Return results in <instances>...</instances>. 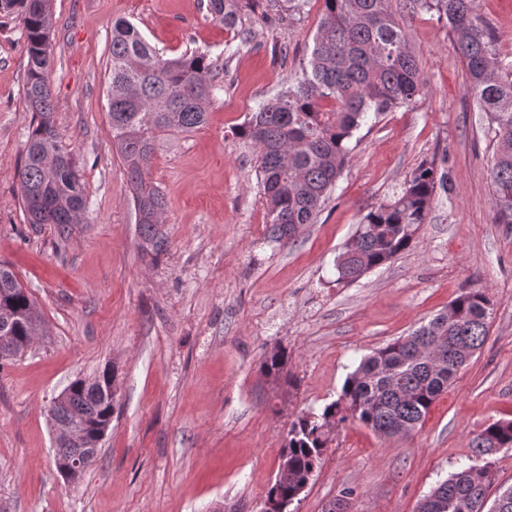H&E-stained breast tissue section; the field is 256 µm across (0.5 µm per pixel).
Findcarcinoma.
Returning a JSON list of instances; mask_svg holds the SVG:
<instances>
[{
    "mask_svg": "<svg viewBox=\"0 0 512 512\" xmlns=\"http://www.w3.org/2000/svg\"><path fill=\"white\" fill-rule=\"evenodd\" d=\"M388 0H324L309 69L294 88L251 113L239 135L258 149V171L268 205L272 235L296 237L314 223L342 173L348 141L369 118L413 102L422 94L415 55L387 6ZM447 20L465 65L468 89L495 124L497 150L492 160L494 222L512 224V59L494 52L483 28L477 0H416ZM210 13L232 27L235 0H208ZM23 20L27 69L23 94L37 119L18 168L21 198L31 224H55L61 231L85 209L83 185L73 157L51 120L52 21L49 0H0V13ZM223 89L219 74L203 54L163 58L134 25L112 26L108 116L112 137L125 161L140 213L143 239L155 252L164 248L156 224L159 192L145 175L154 134L203 125L204 103ZM448 191L447 176L430 163L413 171L386 204L365 214L353 242L336 259L337 280L355 282L408 249L426 223L436 189ZM490 303L472 291L448 304L428 323L365 357L345 379L339 398L319 413L296 416L288 430V466L274 485L290 497L319 468L330 436L325 427L352 417L373 431L391 435L397 425L413 431L435 400L454 381L489 332ZM0 336L17 347L30 346L41 318L12 268L0 262ZM288 360L281 349L265 356L263 371L280 376ZM115 370L104 367L97 383L78 379L68 395L51 404L56 425L75 416L96 424L108 415L104 391ZM476 458L512 449V420L488 423L473 439ZM492 482L471 476L466 467L451 474L419 503L418 512H512V495L497 496L485 508Z\"/></svg>",
    "mask_w": 512,
    "mask_h": 512,
    "instance_id": "cac0c4a2",
    "label": "carcinoma"
}]
</instances>
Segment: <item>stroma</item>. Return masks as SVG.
<instances>
[{"instance_id": "35a3bbf8", "label": "stroma", "mask_w": 512, "mask_h": 512, "mask_svg": "<svg viewBox=\"0 0 512 512\" xmlns=\"http://www.w3.org/2000/svg\"><path fill=\"white\" fill-rule=\"evenodd\" d=\"M208 0H51L53 124L86 207L60 232L31 224L17 176L32 114L19 16L0 15V261L43 319L21 358L0 365V502L9 512H260L297 414L336 400L360 360L410 334L456 297L490 301L488 338L410 436L350 419L288 512H416L472 460L486 424L512 419V224L493 219L486 115L467 89L455 37L435 11L389 0L424 94L369 119L314 223L272 236L257 150L236 131L308 66L323 0H239L227 29ZM500 55L512 54V0H477ZM131 22L165 56L200 52L224 80L207 121L156 133L149 180L163 194L157 254L144 243L107 116L110 39ZM448 176L411 248L353 284L335 262L371 208L420 164ZM276 347L280 377L261 362ZM118 409L96 464L58 471L51 399L105 364Z\"/></svg>"}]
</instances>
